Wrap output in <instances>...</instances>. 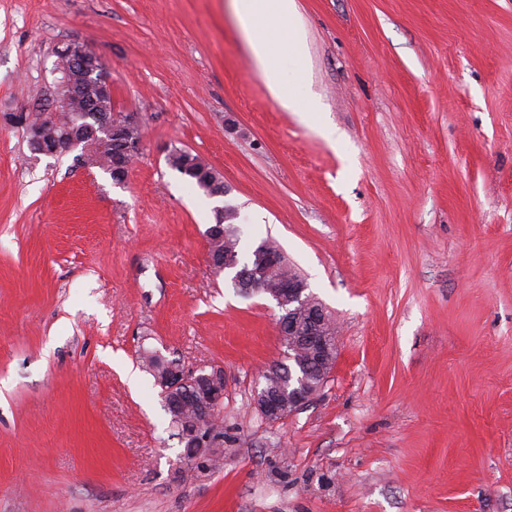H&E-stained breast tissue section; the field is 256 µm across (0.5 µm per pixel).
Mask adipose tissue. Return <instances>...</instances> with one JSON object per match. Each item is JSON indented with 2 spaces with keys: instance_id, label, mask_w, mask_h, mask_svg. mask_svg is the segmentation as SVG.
I'll use <instances>...</instances> for the list:
<instances>
[{
  "instance_id": "obj_1",
  "label": "adipose tissue",
  "mask_w": 512,
  "mask_h": 512,
  "mask_svg": "<svg viewBox=\"0 0 512 512\" xmlns=\"http://www.w3.org/2000/svg\"><path fill=\"white\" fill-rule=\"evenodd\" d=\"M242 34L259 70L277 73L269 93L279 107L311 120L321 110L308 78L306 32L296 0H231Z\"/></svg>"
}]
</instances>
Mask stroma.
Returning a JSON list of instances; mask_svg holds the SVG:
<instances>
[{
	"label": "stroma",
	"mask_w": 512,
	"mask_h": 512,
	"mask_svg": "<svg viewBox=\"0 0 512 512\" xmlns=\"http://www.w3.org/2000/svg\"><path fill=\"white\" fill-rule=\"evenodd\" d=\"M297 3L315 124L229 0H0V117L49 108L81 42L143 126L117 185L0 120V512H512V0ZM226 208L340 326L282 420L254 399L281 311L208 259ZM147 350L223 367L216 459L186 464ZM168 166L195 183L200 189L211 195L215 191H222L224 195V180L221 173L203 161L191 151L175 147L171 149L166 158ZM210 187L207 191L203 186Z\"/></svg>",
	"instance_id": "obj_1"
}]
</instances>
